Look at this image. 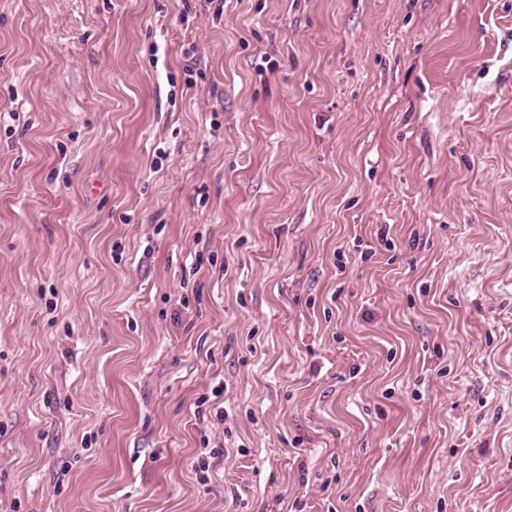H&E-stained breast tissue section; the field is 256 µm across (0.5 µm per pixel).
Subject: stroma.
<instances>
[{
  "label": "stroma",
  "instance_id": "1",
  "mask_svg": "<svg viewBox=\"0 0 512 512\" xmlns=\"http://www.w3.org/2000/svg\"><path fill=\"white\" fill-rule=\"evenodd\" d=\"M0 512H512V0H0Z\"/></svg>",
  "mask_w": 512,
  "mask_h": 512
}]
</instances>
